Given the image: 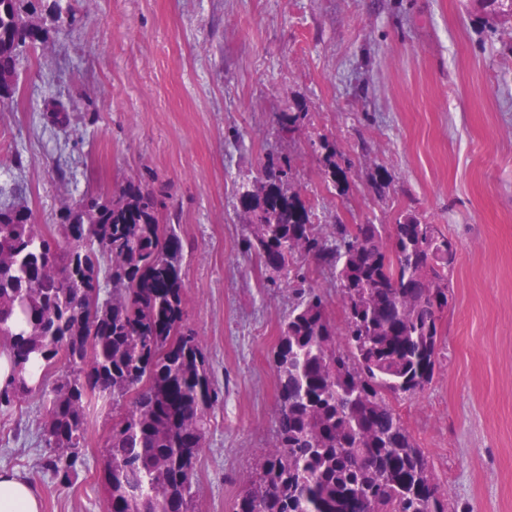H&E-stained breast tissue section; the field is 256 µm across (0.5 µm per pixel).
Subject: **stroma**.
<instances>
[{
	"mask_svg": "<svg viewBox=\"0 0 512 512\" xmlns=\"http://www.w3.org/2000/svg\"><path fill=\"white\" fill-rule=\"evenodd\" d=\"M55 14L76 22L22 54L19 92L0 108V205L27 207L52 234L87 170L108 193L137 178L167 186L186 324L222 390L193 477L201 512H234L276 441L273 354L294 297L261 287L238 190L282 154L319 229L412 212L456 241L439 365L392 405L448 512H512V18L484 0H36V21ZM55 99L67 127L46 118ZM297 103L307 119L279 132ZM325 138L351 162L342 195L321 175ZM113 416L99 408L62 484L32 392L0 409V466L33 483L43 512H110Z\"/></svg>",
	"mask_w": 512,
	"mask_h": 512,
	"instance_id": "1",
	"label": "stroma"
}]
</instances>
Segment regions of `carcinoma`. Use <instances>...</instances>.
I'll list each match as a JSON object with an SVG mask.
<instances>
[{
  "instance_id": "1",
  "label": "carcinoma",
  "mask_w": 512,
  "mask_h": 512,
  "mask_svg": "<svg viewBox=\"0 0 512 512\" xmlns=\"http://www.w3.org/2000/svg\"><path fill=\"white\" fill-rule=\"evenodd\" d=\"M24 0H0V99L14 98L28 31ZM308 113L278 116L283 131ZM326 181L343 192L350 161L320 144ZM294 159L265 164L241 192L247 256L277 274L296 304L274 352L277 437L240 496L237 512H447L427 457L390 405L433 379L452 238L406 213L395 223L312 224L289 183ZM161 193L131 181L115 194L90 185L59 215L67 247L45 238L27 209H0V339L12 353L64 354L67 371L37 389L47 398V464L68 484L82 463L90 410L119 415L103 449L112 512H196L193 475L219 399L202 342L184 325L183 240ZM300 256L312 264L301 272ZM336 277L342 328L326 316L311 274ZM23 364L0 388L9 406L33 392Z\"/></svg>"
}]
</instances>
